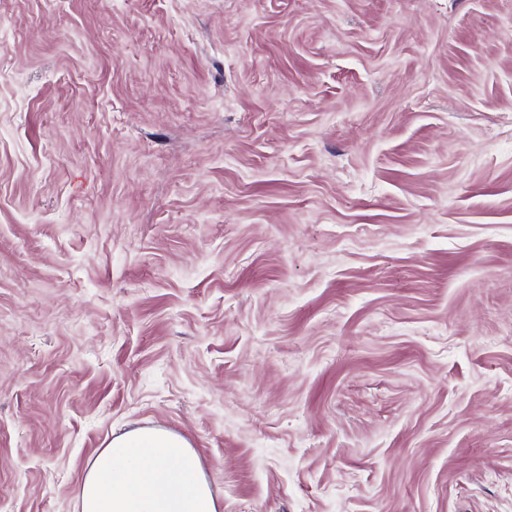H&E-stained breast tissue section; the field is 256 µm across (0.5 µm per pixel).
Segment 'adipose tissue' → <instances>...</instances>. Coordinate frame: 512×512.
<instances>
[{
  "label": "adipose tissue",
  "mask_w": 512,
  "mask_h": 512,
  "mask_svg": "<svg viewBox=\"0 0 512 512\" xmlns=\"http://www.w3.org/2000/svg\"><path fill=\"white\" fill-rule=\"evenodd\" d=\"M75 500L79 512H218L189 440L160 426L113 436L88 466Z\"/></svg>",
  "instance_id": "adipose-tissue-1"
}]
</instances>
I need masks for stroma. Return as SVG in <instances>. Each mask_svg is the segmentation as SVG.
Segmentation results:
<instances>
[{
    "instance_id": "1",
    "label": "stroma",
    "mask_w": 512,
    "mask_h": 512,
    "mask_svg": "<svg viewBox=\"0 0 512 512\" xmlns=\"http://www.w3.org/2000/svg\"><path fill=\"white\" fill-rule=\"evenodd\" d=\"M0 16V512L158 425L220 512H512V0Z\"/></svg>"
}]
</instances>
